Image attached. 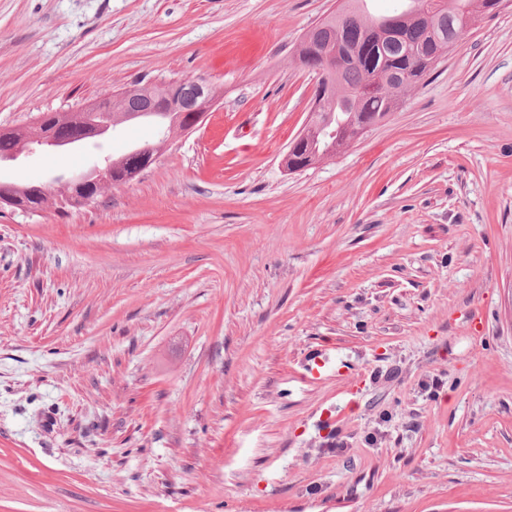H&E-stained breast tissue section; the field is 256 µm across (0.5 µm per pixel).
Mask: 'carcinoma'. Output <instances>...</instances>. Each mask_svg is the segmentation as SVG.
I'll use <instances>...</instances> for the list:
<instances>
[{
	"label": "carcinoma",
	"mask_w": 512,
	"mask_h": 512,
	"mask_svg": "<svg viewBox=\"0 0 512 512\" xmlns=\"http://www.w3.org/2000/svg\"><path fill=\"white\" fill-rule=\"evenodd\" d=\"M347 6L321 20L299 44L302 55L334 42L341 60L336 75L320 88L321 110L309 122L304 149L315 160L333 157L355 141L367 125H377L396 111L405 97L442 61L450 44L464 34V25H476L492 15L493 0H445L428 17L415 12L417 0L386 16L399 24L384 34L378 19L366 10V0H346ZM159 119L161 148L176 130L183 129L176 112H146L143 120ZM15 138L0 139V163L24 148L30 131L13 129ZM130 154L110 159L112 182L126 180Z\"/></svg>",
	"instance_id": "cac0c4a2"
}]
</instances>
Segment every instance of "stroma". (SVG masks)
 <instances>
[{"label":"stroma","instance_id":"stroma-1","mask_svg":"<svg viewBox=\"0 0 512 512\" xmlns=\"http://www.w3.org/2000/svg\"><path fill=\"white\" fill-rule=\"evenodd\" d=\"M339 4L0 0V127L224 90L96 203L0 212V512H512V8L291 174L297 47ZM155 139L128 122L0 180Z\"/></svg>","mask_w":512,"mask_h":512}]
</instances>
